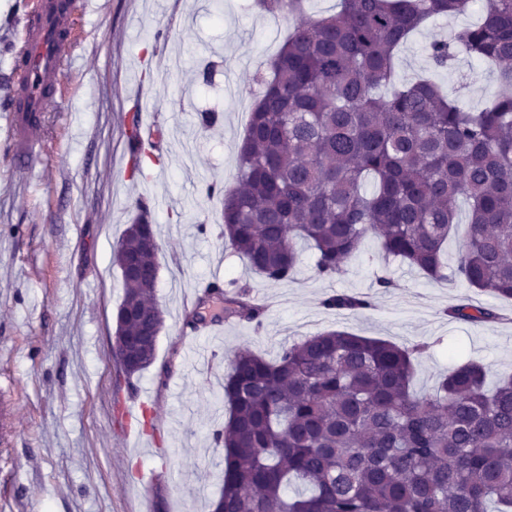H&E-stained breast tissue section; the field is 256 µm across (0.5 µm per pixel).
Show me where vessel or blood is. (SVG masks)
<instances>
[{"instance_id": "1", "label": "vessel or blood", "mask_w": 512, "mask_h": 512, "mask_svg": "<svg viewBox=\"0 0 512 512\" xmlns=\"http://www.w3.org/2000/svg\"><path fill=\"white\" fill-rule=\"evenodd\" d=\"M68 10L56 0H37L33 18L23 27L21 50L28 55L30 66L20 79L18 91L25 101L23 108L10 115L11 139L8 151L12 165L25 169L41 143L42 114L46 108L47 88L56 86L62 76L63 32L68 29Z\"/></svg>"}]
</instances>
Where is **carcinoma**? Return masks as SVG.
I'll list each match as a JSON object with an SVG mask.
<instances>
[{
	"mask_svg": "<svg viewBox=\"0 0 512 512\" xmlns=\"http://www.w3.org/2000/svg\"><path fill=\"white\" fill-rule=\"evenodd\" d=\"M303 0H258L295 18L259 76L262 91L236 157L237 187L205 184L223 198L224 242L258 276L286 281L299 243L315 250V272H344L366 236L433 280L455 276L512 299V0H484L481 22L430 44L442 67L461 52L498 70L501 91L479 110L429 80L400 83L395 58L415 30L437 16L466 13L472 0H340L334 15L303 17ZM132 173L153 142L129 137ZM468 204V232L456 266L445 245ZM115 253L138 259L123 275L136 313L131 336L157 339L159 262L137 225L139 202ZM224 301V315L262 324L263 307L235 283H209L199 300ZM330 309L369 302L336 294ZM464 322L497 311L469 302L449 309ZM342 329L307 336L267 359L236 351L224 375L223 453L217 502L224 512H512V375L486 387L487 368L469 362L432 392L410 386L415 354ZM156 358L151 345L127 378Z\"/></svg>",
	"mask_w": 512,
	"mask_h": 512,
	"instance_id": "1",
	"label": "carcinoma"
}]
</instances>
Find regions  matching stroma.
<instances>
[{
    "label": "stroma",
    "instance_id": "35a3bbf8",
    "mask_svg": "<svg viewBox=\"0 0 512 512\" xmlns=\"http://www.w3.org/2000/svg\"><path fill=\"white\" fill-rule=\"evenodd\" d=\"M0 0V145L9 140L7 95L20 72L4 43L20 47L24 14ZM62 83L43 114L42 149L24 171L0 157V512H210L220 488L213 432L224 421L227 361L242 346L275 358L281 345L329 329L422 345L412 388L469 360L512 373V301L464 283L436 282L385 262L366 237L344 272L317 277L313 250L293 279L268 282L225 245L220 204L206 182L235 184V157L249 108L289 24L256 0H76ZM478 12L439 16L396 58L400 80L428 77L467 108L497 93L496 72L458 57L431 62L428 44L477 23ZM167 38H156V31ZM215 62L211 84L200 72ZM149 110L162 133L156 161L131 172L124 136ZM218 111L201 127L197 115ZM150 208L160 243L157 301L164 312L154 363L132 379L111 353L123 297L113 252L127 224ZM389 279L391 287L380 284ZM235 282L266 308L262 326L223 321L222 336L182 335L184 300L207 282ZM334 294L367 297L356 311L325 307ZM495 308L500 321L452 319L463 300ZM211 361L189 366L190 344ZM144 399L145 439L132 448L125 405Z\"/></svg>",
    "mask_w": 512,
    "mask_h": 512
}]
</instances>
